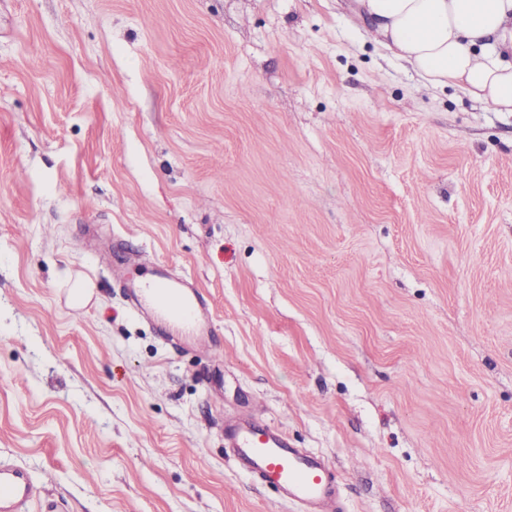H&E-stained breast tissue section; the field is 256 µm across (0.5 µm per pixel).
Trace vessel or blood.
<instances>
[{"label":"vessel or blood","mask_w":512,"mask_h":512,"mask_svg":"<svg viewBox=\"0 0 512 512\" xmlns=\"http://www.w3.org/2000/svg\"><path fill=\"white\" fill-rule=\"evenodd\" d=\"M145 309L178 330L182 339H194L212 318L198 291H188L167 272L132 296ZM224 444L233 451L237 468L278 492L300 512H340L336 486L325 458L291 447L286 437L262 422L225 425ZM37 488L28 472L17 465H0V512H25Z\"/></svg>","instance_id":"obj_1"}]
</instances>
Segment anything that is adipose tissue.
<instances>
[{"label": "adipose tissue", "instance_id": "ef3b65f1", "mask_svg": "<svg viewBox=\"0 0 512 512\" xmlns=\"http://www.w3.org/2000/svg\"><path fill=\"white\" fill-rule=\"evenodd\" d=\"M350 10L424 86L512 112V0H352Z\"/></svg>", "mask_w": 512, "mask_h": 512}]
</instances>
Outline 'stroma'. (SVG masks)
I'll return each instance as SVG.
<instances>
[{"mask_svg": "<svg viewBox=\"0 0 512 512\" xmlns=\"http://www.w3.org/2000/svg\"><path fill=\"white\" fill-rule=\"evenodd\" d=\"M160 266L211 347L128 301ZM249 415L343 512H512V112L421 86L346 0H0L26 512H297L224 451Z\"/></svg>", "mask_w": 512, "mask_h": 512, "instance_id": "stroma-1", "label": "stroma"}]
</instances>
